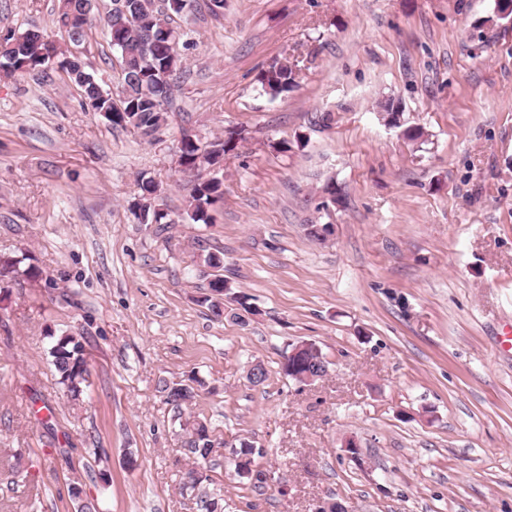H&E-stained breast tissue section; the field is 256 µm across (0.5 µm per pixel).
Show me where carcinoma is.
Here are the masks:
<instances>
[{"label": "carcinoma", "mask_w": 512, "mask_h": 512, "mask_svg": "<svg viewBox=\"0 0 512 512\" xmlns=\"http://www.w3.org/2000/svg\"><path fill=\"white\" fill-rule=\"evenodd\" d=\"M194 0H163L159 6L156 0H129L148 24L125 27L118 18L105 21L107 36L112 48L123 64L122 86L118 101L101 97L89 81L90 74L68 59L58 61V67L65 71L70 80L83 85L82 92L87 105L94 112H106L114 127L131 126L145 136L157 133L166 122V113L172 100L174 78L183 68V58L178 51L182 34L173 25L172 14L180 13L191 6ZM57 47L47 41L37 29L24 30L0 43V66L12 68L14 73L39 74L49 68L51 53ZM261 92L276 99L290 92L297 85L292 65L287 61L276 60L263 69L258 77ZM233 143L220 137L203 142L199 138H181L179 165L191 169L202 157L211 165H219L224 154L232 149ZM141 202L137 204V218L147 224H166L168 214L156 209L155 192L158 185L151 179L138 181ZM224 196V181L213 179L194 184L189 200L190 217L195 222L210 223L209 214L213 205ZM21 261L14 258H0V288L9 281L24 276L35 278L39 271L29 266L20 268ZM51 364L58 377V384L64 389L67 398L75 406H81L86 399L88 363L84 345L72 336L58 338L48 352ZM325 363L321 348L313 342L306 343L300 366L294 370L282 366L284 373L293 379L301 380V375L310 368ZM196 378L189 382H159L158 392L164 402L173 410L182 411L192 403L197 393L192 386ZM189 435L187 451L194 459L192 476L182 483V489L196 495L200 512H218L223 508V495L209 490L213 484L211 472L214 466V441L206 423L196 421L186 428ZM234 455L244 459L238 476L249 480L255 489L263 491L268 487L267 474L253 468L252 448L241 447Z\"/></svg>", "instance_id": "cac0c4a2"}]
</instances>
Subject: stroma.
Instances as JSON below:
<instances>
[{
    "instance_id": "1",
    "label": "stroma",
    "mask_w": 512,
    "mask_h": 512,
    "mask_svg": "<svg viewBox=\"0 0 512 512\" xmlns=\"http://www.w3.org/2000/svg\"><path fill=\"white\" fill-rule=\"evenodd\" d=\"M496 4L184 11L186 69L151 137L89 111L57 69L0 79V256L40 272L0 291V512H76L74 483L101 512H197L179 489L184 418L212 431L224 512H512V19ZM58 5L0 0V40L32 28L66 47ZM110 7L98 0L82 59L115 90ZM284 58L297 86L272 100L258 75ZM390 99L401 127L384 122ZM228 128L244 137L224 156V197L212 223L193 222L179 141ZM143 176L169 223L136 218ZM331 179L345 201L317 214ZM314 220L334 224L327 241L307 237ZM210 253L230 286L222 315ZM65 334L86 339L79 408L49 363ZM300 341L328 361L310 385L282 370ZM191 375L197 397L174 413L158 382ZM244 441L264 492L224 463ZM15 465L27 485L11 484Z\"/></svg>"
}]
</instances>
